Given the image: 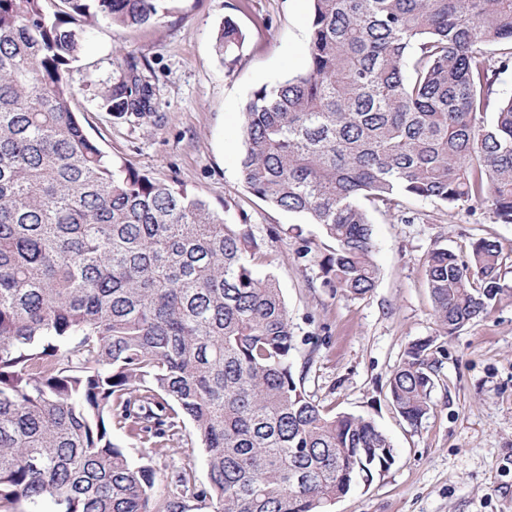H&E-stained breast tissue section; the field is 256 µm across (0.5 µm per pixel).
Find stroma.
<instances>
[{
    "label": "stroma",
    "mask_w": 512,
    "mask_h": 512,
    "mask_svg": "<svg viewBox=\"0 0 512 512\" xmlns=\"http://www.w3.org/2000/svg\"><path fill=\"white\" fill-rule=\"evenodd\" d=\"M310 0H170L157 22L89 28L79 61L68 67L71 108L104 155L193 191L226 222L248 224L268 257L300 342L296 364L307 367L303 388L330 412L371 416L394 448L390 468L355 489L331 512H512V224L488 209L447 210L404 200L371 211L374 288L353 298L323 286L320 260L332 248L318 225L275 209L245 190L239 174L241 111L257 87L301 72ZM231 17L244 35L234 65L221 63L215 34ZM148 61L156 110L144 119L106 112L101 94L119 80L116 49ZM301 226L302 235L291 233ZM283 228L271 238L272 228ZM480 239L502 249L507 291L486 315L445 335L426 285L425 260L438 247L468 259ZM307 258H297L300 245ZM321 347L309 356L307 338ZM433 342L431 409L411 426L391 407L387 382L416 341ZM116 442L130 459L151 465L157 492L166 494L175 471L192 466L207 480L200 448L155 455L122 431Z\"/></svg>",
    "instance_id": "35a3bbf8"
}]
</instances>
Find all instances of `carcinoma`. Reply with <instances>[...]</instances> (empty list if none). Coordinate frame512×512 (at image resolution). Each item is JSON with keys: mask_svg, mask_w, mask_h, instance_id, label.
I'll use <instances>...</instances> for the list:
<instances>
[{"mask_svg": "<svg viewBox=\"0 0 512 512\" xmlns=\"http://www.w3.org/2000/svg\"><path fill=\"white\" fill-rule=\"evenodd\" d=\"M168 0H0V512H190L112 439L156 455L190 426L207 483H176L210 512H329L393 458L366 415L301 388L294 332L260 244L198 195L105 158L71 109L66 71L85 27L141 26ZM243 34L224 19L221 60ZM108 109L155 111L148 62L116 51ZM306 69L242 109L244 188L317 224L335 247L322 284L360 297L378 270L364 202L484 206L512 224V0H311ZM492 119L486 120L488 112ZM447 334L487 312L499 245L426 258ZM433 340L389 380L395 411L430 409Z\"/></svg>", "mask_w": 512, "mask_h": 512, "instance_id": "1", "label": "carcinoma"}]
</instances>
